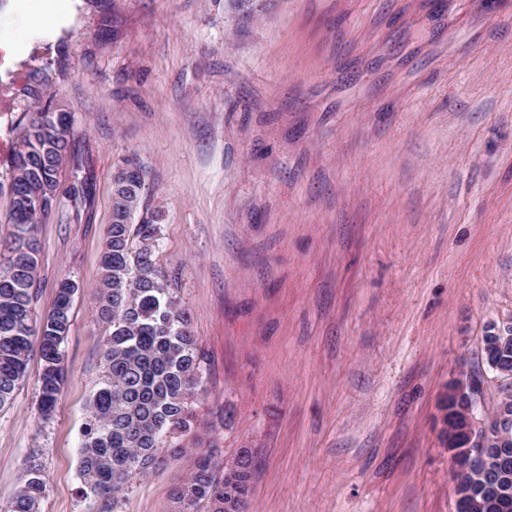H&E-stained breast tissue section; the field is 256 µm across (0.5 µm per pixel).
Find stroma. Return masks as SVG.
<instances>
[{"label":"stroma","instance_id":"stroma-1","mask_svg":"<svg viewBox=\"0 0 512 512\" xmlns=\"http://www.w3.org/2000/svg\"><path fill=\"white\" fill-rule=\"evenodd\" d=\"M0 0L29 107L74 114L92 204L37 224L35 317L78 284L49 421L39 353L0 408V512L29 466L39 512H97L78 448L101 376L94 320L112 173H146L157 265L206 357L194 433L254 449L251 512H455L440 401L512 323V0ZM192 457L134 478L123 512H171Z\"/></svg>","mask_w":512,"mask_h":512}]
</instances>
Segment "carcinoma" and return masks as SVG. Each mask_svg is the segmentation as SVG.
<instances>
[{
	"mask_svg": "<svg viewBox=\"0 0 512 512\" xmlns=\"http://www.w3.org/2000/svg\"><path fill=\"white\" fill-rule=\"evenodd\" d=\"M23 132L0 181L9 196L6 255L0 261V407L13 399L25 375L33 344L42 360L37 381L39 410L55 411L64 381L62 345L71 325L75 285L64 281L53 309L33 317L39 244L34 231L65 197L87 200L80 157H72L71 182L58 188V173L69 157L75 117L39 109L25 113ZM145 176L124 167L112 178V214L100 259L95 319L106 332L100 351L102 376L88 404L79 448L78 494L101 505L99 512H123L129 481L147 477L188 452L166 447L177 431L191 429L192 401L204 386L202 355L190 318L176 289L156 262L159 209L144 207ZM139 221H134L135 216ZM502 466L469 478L483 501L508 500L512 512V441L505 442ZM192 471L171 493L173 512H242L254 491L256 460L249 448L226 466L211 448H196ZM46 491L40 469L31 467L8 512H38Z\"/></svg>",
	"mask_w": 512,
	"mask_h": 512,
	"instance_id": "carcinoma-1",
	"label": "carcinoma"
}]
</instances>
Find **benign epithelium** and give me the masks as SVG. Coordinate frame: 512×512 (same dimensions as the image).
<instances>
[{
  "mask_svg": "<svg viewBox=\"0 0 512 512\" xmlns=\"http://www.w3.org/2000/svg\"><path fill=\"white\" fill-rule=\"evenodd\" d=\"M512 340L511 327L490 326L483 351L485 362L502 379L512 382V369L499 366L494 357ZM483 383L472 376L455 381L451 392L454 406L444 416L448 445L457 447L452 466L459 474L481 471L494 453V447H502L498 433L502 429L512 430V393L506 391L487 413L479 407Z\"/></svg>",
  "mask_w": 512,
  "mask_h": 512,
  "instance_id": "7a95c632",
  "label": "benign epithelium"
}]
</instances>
